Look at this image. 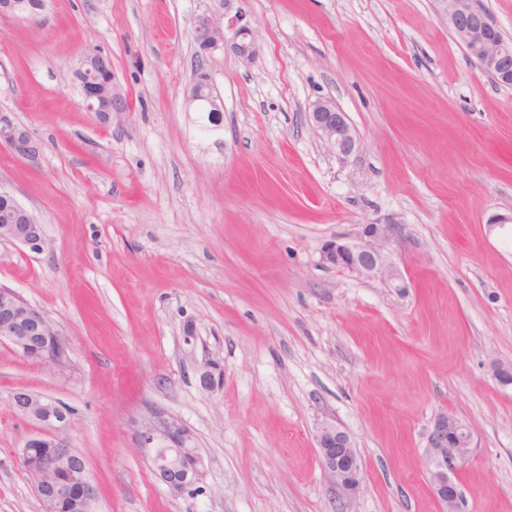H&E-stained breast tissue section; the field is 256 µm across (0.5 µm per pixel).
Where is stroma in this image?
Returning a JSON list of instances; mask_svg holds the SVG:
<instances>
[{
	"label": "stroma",
	"mask_w": 512,
	"mask_h": 512,
	"mask_svg": "<svg viewBox=\"0 0 512 512\" xmlns=\"http://www.w3.org/2000/svg\"><path fill=\"white\" fill-rule=\"evenodd\" d=\"M243 13L256 54L201 51L198 16ZM107 55L131 107L89 112L74 71ZM223 103L220 144L186 109L196 67ZM357 137L341 160L318 101ZM0 112L38 139L0 148V188L45 227L43 254L0 242V285L65 337L64 365L0 342V512H42L20 450L27 389L73 410L66 435L96 512H442L428 448L443 413L471 434L449 475L462 512H512V85L483 72L441 0H48L0 19ZM394 225L407 283L327 264L328 242ZM224 368L199 387L185 358ZM179 421L202 465L172 492L141 431ZM342 427L363 469L339 499L316 435ZM308 120L317 136L341 159H346L356 149L357 138L346 112L329 101L311 105ZM0 145L6 147L16 158L35 165L38 163L42 145L27 128L16 123L8 112L0 113Z\"/></svg>",
	"instance_id": "obj_1"
}]
</instances>
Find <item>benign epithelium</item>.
<instances>
[{"instance_id":"1","label":"benign epithelium","mask_w":512,"mask_h":512,"mask_svg":"<svg viewBox=\"0 0 512 512\" xmlns=\"http://www.w3.org/2000/svg\"><path fill=\"white\" fill-rule=\"evenodd\" d=\"M448 18V26L474 58L479 67L498 81L512 83V49L503 40V31L492 19L479 0H441ZM45 8L40 2L30 11L22 7L21 0H0V16L34 21ZM231 33L233 49L240 57L249 59L256 53L253 31L241 14L224 16L219 23L209 15L199 17L192 36L203 51L226 44V33ZM112 72L111 60L99 52L84 55L75 75L80 83L86 106L91 112H99L100 99L106 88H112L111 110L102 115L101 121L120 126L125 121L129 104L122 88L115 79L103 75ZM219 96L209 77L197 74L187 96V105L197 110L203 105L218 111ZM308 120L317 136L341 159H346L356 149L357 138L347 113L329 101H317L311 105ZM0 145L16 158L35 165L42 145L27 128L16 123L8 112L0 113ZM0 197L10 202L15 219L0 225V240L18 243L34 253L50 248L44 225L36 215L21 205L15 197L0 190ZM395 233L389 224H368L364 229V241L357 245L332 241L323 251V259L338 268L358 276L378 280L397 290L405 287L404 281L389 258L388 244ZM0 341L9 343L16 351L33 355L37 361L58 366L65 356V340L55 324L39 309L27 303L20 295L0 301ZM218 362L205 359L197 364L201 389L213 391L219 387L216 375ZM12 403L19 415L34 423L38 431L31 435L20 450V459L28 464L27 448L39 442L51 452L30 469L34 489L45 509L51 510L58 492L56 471L61 462L67 461L78 470L79 479L73 489L78 512H94L97 501L96 485L87 476L86 461L82 453L71 446L63 432L70 426L73 413L58 402H53L34 392L20 389L12 394ZM163 431L177 454V462L165 461L156 466L159 479L170 489L182 492L193 485L199 473V457L192 448L190 433L174 421H161L149 426L140 434L142 447L154 445L158 431ZM318 458L322 468L333 478L341 496L353 498L362 482V465L347 433L333 424H325L318 431ZM428 444L436 460V468L430 473L433 493L446 512H459V493L456 484L448 477V468L467 460L471 436L468 429L455 417L446 413L433 422Z\"/></svg>"}]
</instances>
